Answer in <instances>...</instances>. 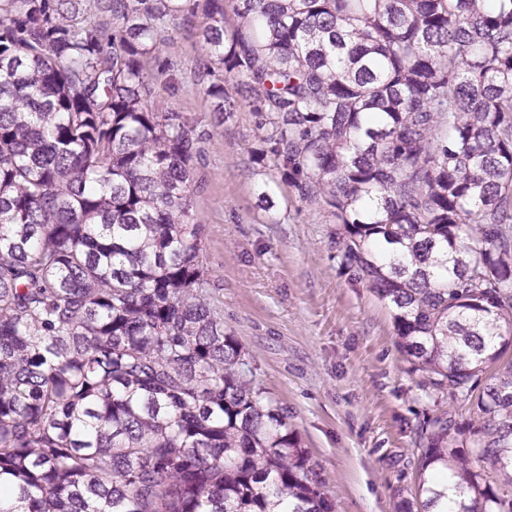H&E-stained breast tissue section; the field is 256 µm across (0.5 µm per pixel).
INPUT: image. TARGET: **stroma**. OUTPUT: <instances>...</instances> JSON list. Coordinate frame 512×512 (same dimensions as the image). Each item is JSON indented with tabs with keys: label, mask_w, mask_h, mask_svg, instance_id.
<instances>
[{
	"label": "stroma",
	"mask_w": 512,
	"mask_h": 512,
	"mask_svg": "<svg viewBox=\"0 0 512 512\" xmlns=\"http://www.w3.org/2000/svg\"><path fill=\"white\" fill-rule=\"evenodd\" d=\"M199 30L170 23L157 44L153 108L185 113L203 137L192 214L207 228L210 301L307 448L336 512H404L417 437L433 400L412 373L392 311L336 258V227L255 163L254 112L205 95Z\"/></svg>",
	"instance_id": "35a3bbf8"
}]
</instances>
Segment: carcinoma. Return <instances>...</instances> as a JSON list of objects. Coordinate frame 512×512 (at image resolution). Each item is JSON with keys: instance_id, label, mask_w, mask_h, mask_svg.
I'll return each mask as SVG.
<instances>
[{"instance_id": "obj_1", "label": "carcinoma", "mask_w": 512, "mask_h": 512, "mask_svg": "<svg viewBox=\"0 0 512 512\" xmlns=\"http://www.w3.org/2000/svg\"><path fill=\"white\" fill-rule=\"evenodd\" d=\"M177 18L419 385L476 414L470 453L424 421L420 512H512V363L479 387L512 342V0H0V512H336L209 300L202 136L144 66Z\"/></svg>"}]
</instances>
